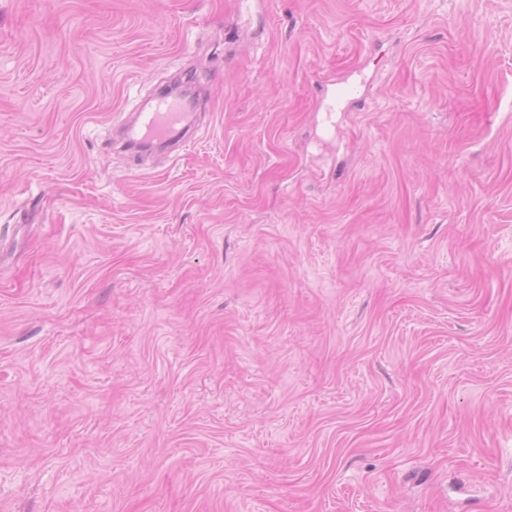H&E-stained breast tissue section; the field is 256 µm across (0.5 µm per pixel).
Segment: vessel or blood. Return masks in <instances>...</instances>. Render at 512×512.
I'll use <instances>...</instances> for the list:
<instances>
[{
  "label": "vessel or blood",
  "instance_id": "b4317fda",
  "mask_svg": "<svg viewBox=\"0 0 512 512\" xmlns=\"http://www.w3.org/2000/svg\"><path fill=\"white\" fill-rule=\"evenodd\" d=\"M196 108L195 99L158 92L153 107L139 113L135 123L123 130L122 139L139 152L183 143L190 137Z\"/></svg>",
  "mask_w": 512,
  "mask_h": 512
}]
</instances>
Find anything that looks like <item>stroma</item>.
I'll use <instances>...</instances> for the list:
<instances>
[{"instance_id":"obj_1","label":"stroma","mask_w":512,"mask_h":512,"mask_svg":"<svg viewBox=\"0 0 512 512\" xmlns=\"http://www.w3.org/2000/svg\"><path fill=\"white\" fill-rule=\"evenodd\" d=\"M0 512H512V0H0ZM197 102L188 97H170L160 91L153 107L140 112L122 132L125 144L142 153L185 142L190 138ZM147 147V149H144Z\"/></svg>"}]
</instances>
